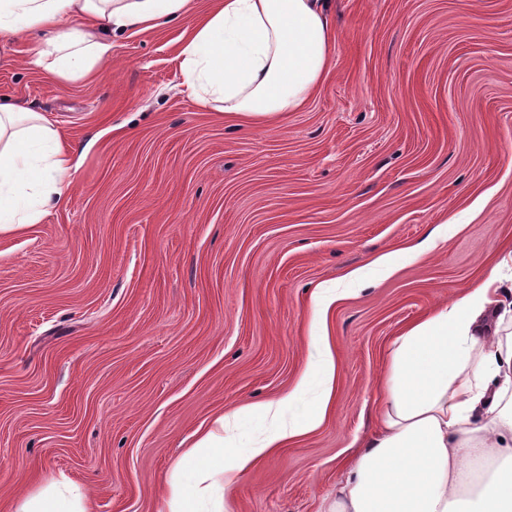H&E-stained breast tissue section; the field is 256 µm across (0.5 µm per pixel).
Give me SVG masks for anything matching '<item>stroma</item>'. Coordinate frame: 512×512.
Returning a JSON list of instances; mask_svg holds the SVG:
<instances>
[{
	"label": "stroma",
	"instance_id": "stroma-1",
	"mask_svg": "<svg viewBox=\"0 0 512 512\" xmlns=\"http://www.w3.org/2000/svg\"><path fill=\"white\" fill-rule=\"evenodd\" d=\"M331 8L323 84L257 127L184 86L186 18L113 38L91 80L48 77L29 39L0 43V94L43 113L77 163L65 204L0 233V505L65 477L88 512H168L197 430L230 417V458L269 428L236 412L286 397L316 359L329 288L328 414L231 490L232 512H324L375 427L394 338L512 243V0ZM395 251L384 274L374 261Z\"/></svg>",
	"mask_w": 512,
	"mask_h": 512
}]
</instances>
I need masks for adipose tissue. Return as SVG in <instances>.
I'll list each match as a JSON object with an SVG mask.
<instances>
[{
  "label": "adipose tissue",
  "mask_w": 512,
  "mask_h": 512,
  "mask_svg": "<svg viewBox=\"0 0 512 512\" xmlns=\"http://www.w3.org/2000/svg\"><path fill=\"white\" fill-rule=\"evenodd\" d=\"M192 0H0V42L36 35L32 62L54 78L87 77L112 57V39L184 18ZM327 0H215L180 50L184 82L205 109L263 124L301 109L323 83L336 49ZM74 170L58 129L0 98V229L38 223L64 202ZM503 282L493 272L392 345L378 428L343 469L329 512H512V332ZM298 390L319 379L316 410L281 420L280 405L247 406L271 431L224 469L236 472L324 419L336 360L326 336ZM224 419L191 449L192 478L174 473L168 512H196L212 492L214 463L231 442ZM70 480L28 498L20 512H84Z\"/></svg>",
  "instance_id": "adipose-tissue-1"
}]
</instances>
